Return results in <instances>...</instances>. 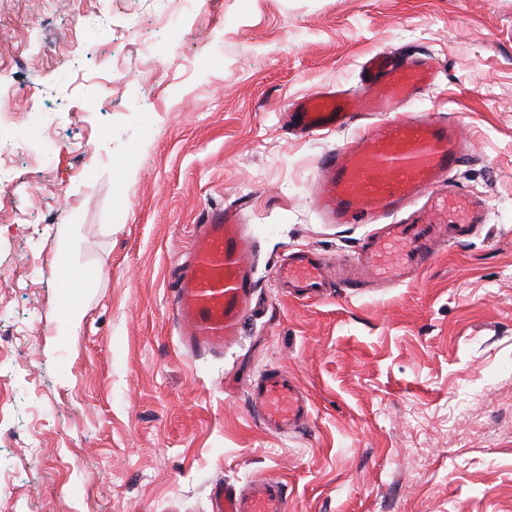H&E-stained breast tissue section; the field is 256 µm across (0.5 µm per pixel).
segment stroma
<instances>
[{"label":"stroma","instance_id":"1","mask_svg":"<svg viewBox=\"0 0 512 512\" xmlns=\"http://www.w3.org/2000/svg\"><path fill=\"white\" fill-rule=\"evenodd\" d=\"M165 6L0 0V87L18 122L52 115L57 166L19 158L26 197L0 192L1 211L40 218L0 224V512H211L215 484L262 475L283 479L288 512H512V0H199L160 29ZM90 10L102 34L83 32ZM142 30L171 63L138 68ZM381 50L437 58L412 108L462 125L454 181L485 219L414 280L292 296L283 256L345 263L372 227L322 223L318 164L349 135H294L290 105L356 86ZM231 204L256 246L255 303L223 353L197 355L173 282L195 224ZM62 225L88 287L65 285ZM72 301L85 317L68 329ZM266 370L306 391L297 432L259 422Z\"/></svg>","mask_w":512,"mask_h":512}]
</instances>
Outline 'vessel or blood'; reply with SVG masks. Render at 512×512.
Instances as JSON below:
<instances>
[{
    "label": "vessel or blood",
    "mask_w": 512,
    "mask_h": 512,
    "mask_svg": "<svg viewBox=\"0 0 512 512\" xmlns=\"http://www.w3.org/2000/svg\"><path fill=\"white\" fill-rule=\"evenodd\" d=\"M359 79L358 93L322 89L297 100L295 118L302 136L354 130L352 141L321 160L312 205L324 223L373 227L355 259L365 279L340 273L338 287L388 288L447 250L449 239L468 236L484 211L478 198L458 195L450 182L470 150L458 120L430 111L398 114L434 86L433 57L378 52L360 62ZM426 196L461 203L463 218L433 237L425 235L424 225L402 223L401 214ZM394 242L409 244L408 254L382 267V252ZM254 263L239 210H211L195 225L173 289V320L186 349L220 353L238 336L254 302ZM276 277L312 297L321 294L327 267L302 249L279 264ZM252 397L261 424L272 433H288L310 417L304 390L286 376L260 375ZM212 512H287L284 486L269 475L239 492L215 487Z\"/></svg>",
    "instance_id": "1"
}]
</instances>
